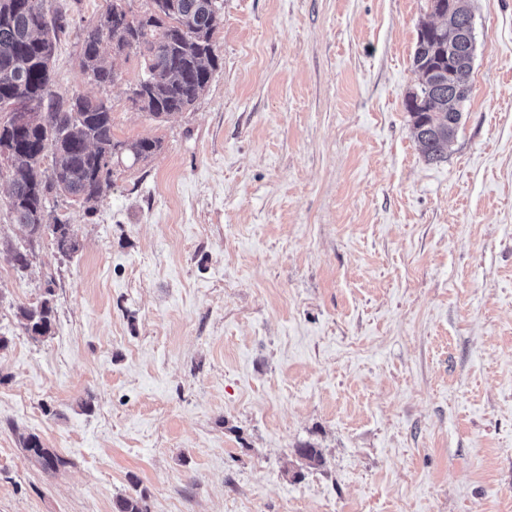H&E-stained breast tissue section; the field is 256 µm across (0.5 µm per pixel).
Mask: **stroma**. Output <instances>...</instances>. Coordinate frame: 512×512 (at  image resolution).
I'll list each match as a JSON object with an SVG mask.
<instances>
[{
    "label": "stroma",
    "mask_w": 512,
    "mask_h": 512,
    "mask_svg": "<svg viewBox=\"0 0 512 512\" xmlns=\"http://www.w3.org/2000/svg\"><path fill=\"white\" fill-rule=\"evenodd\" d=\"M109 4L44 0L72 23L52 92L162 148L95 213L52 196L80 249L24 268L0 176V512H512V0H469L438 163L404 107L428 0H224L220 68L163 121L137 56L104 89L79 66ZM47 295L36 342L17 311ZM24 450L46 471H56L69 464V461L58 455L51 448H45L38 436L31 434L22 440Z\"/></svg>",
    "instance_id": "stroma-1"
}]
</instances>
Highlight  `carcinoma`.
<instances>
[{
	"label": "carcinoma",
	"mask_w": 512,
	"mask_h": 512,
	"mask_svg": "<svg viewBox=\"0 0 512 512\" xmlns=\"http://www.w3.org/2000/svg\"><path fill=\"white\" fill-rule=\"evenodd\" d=\"M112 0L105 13L79 29L80 66L100 87L119 74L112 57L131 53L143 58L142 75L130 86L133 107L155 119L190 108L219 68L214 34L221 22L215 0ZM431 13L445 19L421 25L413 56L418 84L405 100L412 132L430 162L448 158L462 118L460 106L472 92L475 36L467 0H429ZM70 21L48 14L43 0H0V115L12 132L0 138L7 151L12 224L27 240L51 237L57 252L70 258L79 250L71 225L48 223L52 194H62L95 210L112 187L114 168L145 161L161 149L158 139L120 140L112 133V107L104 98L76 96L68 104L53 98L52 61L58 35ZM49 111H43V106ZM49 169H44L45 161ZM25 331L34 341L47 338L55 320L51 299L19 308ZM24 450L46 471L69 461L30 434ZM114 512H143L140 499L119 496Z\"/></svg>",
	"instance_id": "carcinoma-1"
}]
</instances>
